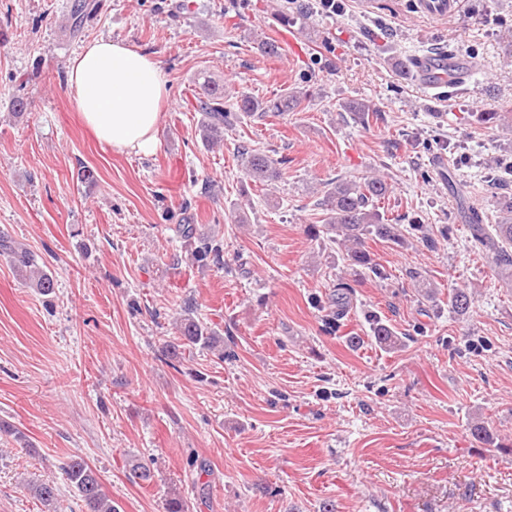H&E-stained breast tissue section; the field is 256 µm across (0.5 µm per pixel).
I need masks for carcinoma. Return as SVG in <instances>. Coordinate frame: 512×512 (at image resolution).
Wrapping results in <instances>:
<instances>
[{
	"label": "carcinoma",
	"mask_w": 512,
	"mask_h": 512,
	"mask_svg": "<svg viewBox=\"0 0 512 512\" xmlns=\"http://www.w3.org/2000/svg\"><path fill=\"white\" fill-rule=\"evenodd\" d=\"M94 10L89 0H78L73 5L71 26L80 30L84 19ZM202 95L195 98L194 111L201 114L198 135L207 145L218 146L224 142V132L232 131L241 122V116L264 117L268 113L281 114L294 112L307 99L312 91L305 88H293L273 99L263 100L247 94L237 97L236 103L227 106L224 103V86L207 81L202 85ZM347 111L358 116L362 122L382 119L381 112L366 101H353L343 105ZM246 155V170L251 181L269 186L281 176L280 165L284 161L274 160L256 150L243 151ZM391 187L387 181L377 176L338 179L328 183V189L320 200L325 218L320 224H309L306 234L312 239L326 236L337 244L342 252L347 267L358 273L362 270L379 277L382 272L374 262L365 246L368 239H376L386 243L399 244L405 238L406 230L415 231L417 225L411 224L404 228L402 224H391L379 211L378 203L389 196ZM472 236L478 245L494 252L493 263L498 268L500 280L512 286V254L502 246H512V220H505L494 225L495 236H490L479 215L470 217ZM180 237L187 241H196L197 246L191 250V258L197 263L207 265L213 263L224 265V249L214 240L203 237L198 225L185 222L179 225ZM0 256L9 260L19 278L29 287L48 295L55 288L54 278L34 263L33 256L26 248H18L7 240L0 239ZM349 286L337 284L336 293L329 299L336 312L342 313L349 305ZM472 298L462 288H454L448 292V308L458 317H465L471 308ZM370 338L388 350H398L405 346L403 337L383 320L369 316ZM178 336L165 347V356L172 360H181L186 352L200 348L219 349L224 346V337L214 329L204 325L193 316L190 307L177 324ZM63 476L84 504L85 512H119L103 491L98 473L81 456L74 455L64 464ZM33 497L46 508V512H59V488L52 479H43L29 485Z\"/></svg>",
	"instance_id": "carcinoma-1"
}]
</instances>
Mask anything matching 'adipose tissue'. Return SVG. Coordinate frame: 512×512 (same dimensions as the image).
Wrapping results in <instances>:
<instances>
[{
  "label": "adipose tissue",
  "instance_id": "obj_1",
  "mask_svg": "<svg viewBox=\"0 0 512 512\" xmlns=\"http://www.w3.org/2000/svg\"><path fill=\"white\" fill-rule=\"evenodd\" d=\"M66 84L101 143L137 154L156 149L162 106L170 96L157 58L118 39H95L69 62Z\"/></svg>",
  "mask_w": 512,
  "mask_h": 512
}]
</instances>
